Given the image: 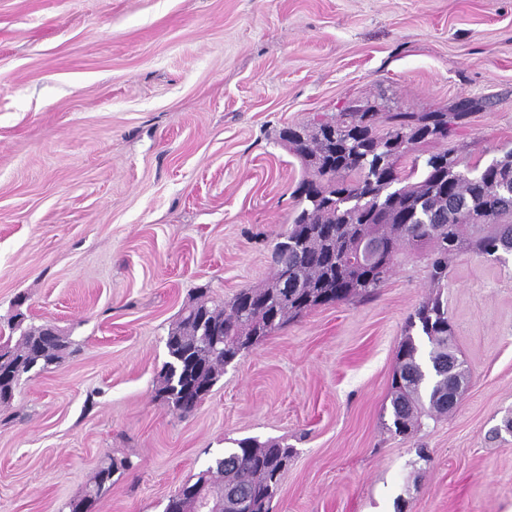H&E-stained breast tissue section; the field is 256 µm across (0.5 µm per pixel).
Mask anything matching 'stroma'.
Segmentation results:
<instances>
[{
    "mask_svg": "<svg viewBox=\"0 0 512 512\" xmlns=\"http://www.w3.org/2000/svg\"><path fill=\"white\" fill-rule=\"evenodd\" d=\"M474 105L433 152L512 144V0H0V321L74 353L0 405V512H63L125 461L93 512H163L232 440L294 449L271 512H512V255L450 260L457 407L391 430L406 321L431 293L404 250L370 297L320 306L224 369L197 409L156 399L165 339L198 289L272 275L299 159L279 130L349 102ZM428 460H419L418 448Z\"/></svg>",
    "mask_w": 512,
    "mask_h": 512,
    "instance_id": "1",
    "label": "stroma"
}]
</instances>
